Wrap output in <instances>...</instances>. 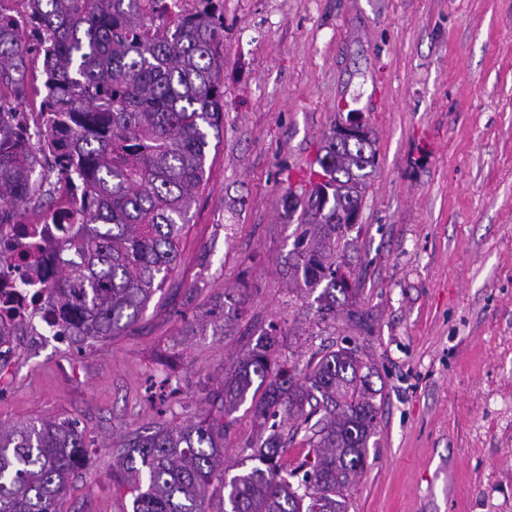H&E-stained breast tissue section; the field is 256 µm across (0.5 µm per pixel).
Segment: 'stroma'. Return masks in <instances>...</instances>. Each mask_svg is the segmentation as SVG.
Listing matches in <instances>:
<instances>
[{
	"mask_svg": "<svg viewBox=\"0 0 512 512\" xmlns=\"http://www.w3.org/2000/svg\"><path fill=\"white\" fill-rule=\"evenodd\" d=\"M224 122L181 256L129 329L91 346L21 334L0 424L75 418L89 449L60 512H133L113 451L132 432L219 416L214 393L262 327L298 368L342 339L380 410L347 512H512V0H215ZM377 163L336 250L354 308L322 315L290 274L308 220L283 198L341 113ZM224 475L251 468V403Z\"/></svg>",
	"mask_w": 512,
	"mask_h": 512,
	"instance_id": "1",
	"label": "stroma"
}]
</instances>
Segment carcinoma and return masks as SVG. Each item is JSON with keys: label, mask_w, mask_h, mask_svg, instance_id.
Listing matches in <instances>:
<instances>
[{"label": "carcinoma", "mask_w": 512, "mask_h": 512, "mask_svg": "<svg viewBox=\"0 0 512 512\" xmlns=\"http://www.w3.org/2000/svg\"><path fill=\"white\" fill-rule=\"evenodd\" d=\"M179 15L174 0H29L15 20L0 9V86L23 90L27 60L43 59L39 121L14 124L17 107L0 95V225L22 224L34 203L64 236L52 310L60 331L79 344L133 326L163 291L180 256L183 233L206 170L209 131L224 118V17L213 0ZM376 163L370 136H326L297 240L294 272L324 313L356 292L336 281V242L353 225ZM56 174V182L50 174ZM331 197L319 196V189ZM17 328L0 327V368ZM276 324L224 380V423L211 419L133 433L117 449L134 512H209L207 489L222 484L221 512H346L338 499L364 465L379 408L358 346L324 353L305 375L278 355ZM264 388L254 414L281 417L308 433L310 479L288 480L278 426L248 459L259 465L224 479L229 416L254 381ZM317 420H312L315 415ZM87 448L78 421L0 426V512H58L57 504Z\"/></svg>", "instance_id": "obj_1"}]
</instances>
